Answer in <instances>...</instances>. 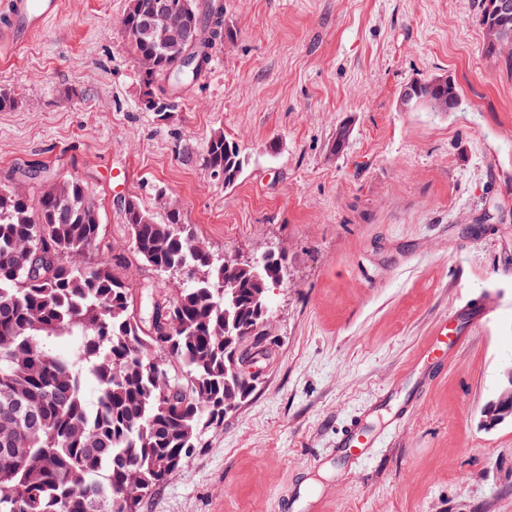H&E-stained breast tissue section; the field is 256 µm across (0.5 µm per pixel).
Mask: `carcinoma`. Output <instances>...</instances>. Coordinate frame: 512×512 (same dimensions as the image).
I'll return each mask as SVG.
<instances>
[{
    "label": "carcinoma",
    "mask_w": 512,
    "mask_h": 512,
    "mask_svg": "<svg viewBox=\"0 0 512 512\" xmlns=\"http://www.w3.org/2000/svg\"><path fill=\"white\" fill-rule=\"evenodd\" d=\"M155 0H128L119 23L135 59L153 55L160 69L176 60L149 41H132L153 13ZM199 19L194 81L212 50L235 32L224 24L218 0H167ZM480 26H500L502 55L512 43V18L501 22L478 0ZM145 89L165 95L155 115L174 105L159 80L140 74ZM408 106L449 112L445 79L404 87ZM205 171H224V186L246 166L239 145L224 134L206 142ZM134 257L160 273L190 275L169 290L141 286L147 316L138 314L133 288L117 269L122 255L87 261L102 242L100 212L78 179L49 182L35 195L0 184V512H140L142 501L187 466L205 436L251 396L243 343L268 350L270 289L287 279L283 250L257 261L232 262L202 243L180 208L161 221L138 197L123 201ZM96 386L90 404L87 381ZM9 452H2L3 448Z\"/></svg>",
    "instance_id": "1"
}]
</instances>
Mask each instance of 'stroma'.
<instances>
[{
    "mask_svg": "<svg viewBox=\"0 0 512 512\" xmlns=\"http://www.w3.org/2000/svg\"><path fill=\"white\" fill-rule=\"evenodd\" d=\"M61 2L0 50L16 100L0 183L29 167L82 181L134 288L176 281L131 260V195L159 220L176 203L214 252L288 254L253 394L143 512H512V422L482 423L512 351V70L486 55L477 0H224L237 36L167 123L118 32L127 0ZM435 77L456 109L401 108L406 84ZM216 133L247 158L230 188L200 159ZM442 317L462 342L429 379L418 357ZM360 416L373 447L340 454Z\"/></svg>",
    "mask_w": 512,
    "mask_h": 512,
    "instance_id": "1",
    "label": "stroma"
}]
</instances>
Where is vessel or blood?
<instances>
[{
	"mask_svg": "<svg viewBox=\"0 0 512 512\" xmlns=\"http://www.w3.org/2000/svg\"><path fill=\"white\" fill-rule=\"evenodd\" d=\"M59 11V0H0V48L24 46L55 19ZM459 342V337L449 336L447 323H438L424 355L435 361H446L449 347ZM338 445L355 451L371 447L372 438L364 424L357 421L343 434Z\"/></svg>",
	"mask_w": 512,
	"mask_h": 512,
	"instance_id": "1",
	"label": "vessel or blood"
}]
</instances>
